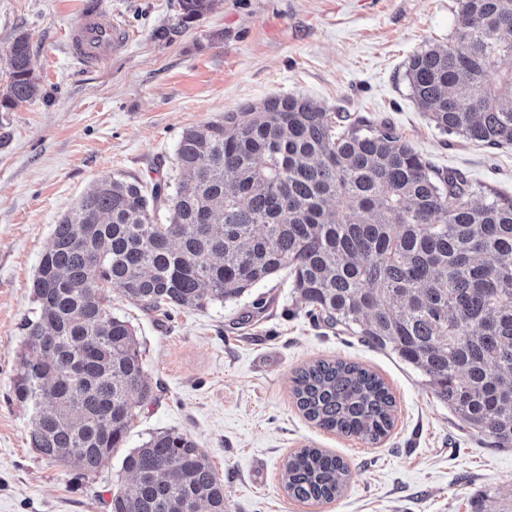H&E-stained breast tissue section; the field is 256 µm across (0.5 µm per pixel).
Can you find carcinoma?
Listing matches in <instances>:
<instances>
[{"instance_id":"1","label":"carcinoma","mask_w":512,"mask_h":512,"mask_svg":"<svg viewBox=\"0 0 512 512\" xmlns=\"http://www.w3.org/2000/svg\"><path fill=\"white\" fill-rule=\"evenodd\" d=\"M215 0H177L184 25ZM457 43L413 54L406 79L443 133L512 145V0H459ZM0 108L37 97L30 36L7 51ZM177 178L115 175L55 225L32 283L15 400L32 448L96 474L155 400L131 323L104 288L144 312L233 301L288 270L309 312L419 372L492 448H512V194L437 168L391 125L350 121L303 96H271L185 130ZM165 205V222L154 212ZM293 395L322 429L367 443L393 426L376 373L342 360L296 373ZM110 512H227L224 480L186 434L154 433L122 460ZM289 496L329 502L348 468L302 448L282 469Z\"/></svg>"}]
</instances>
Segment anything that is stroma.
<instances>
[{
	"label": "stroma",
	"instance_id": "1",
	"mask_svg": "<svg viewBox=\"0 0 512 512\" xmlns=\"http://www.w3.org/2000/svg\"><path fill=\"white\" fill-rule=\"evenodd\" d=\"M127 30V47L87 68L67 36L90 9ZM458 0H216L178 23L176 0H0V88L6 52L28 33L40 94L0 112V512H109L122 460L162 430L187 434L224 481L228 512H473L512 505V448H490L395 354L306 313L287 271L238 300L144 313L108 286L113 315L135 329L155 399L124 448L98 472L47 463L13 399L32 281L59 220L101 177L176 176L183 131L272 95L391 122L424 157L512 194V146L486 148L438 130L405 77L410 56L448 43ZM374 371L396 401L388 436L369 445L307 420L292 378L315 360ZM302 448L349 469L341 497L301 502L281 472Z\"/></svg>",
	"mask_w": 512,
	"mask_h": 512
}]
</instances>
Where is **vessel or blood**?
I'll list each match as a JSON object with an SVG mask.
<instances>
[{
  "label": "vessel or blood",
  "instance_id": "vessel-or-blood-1",
  "mask_svg": "<svg viewBox=\"0 0 512 512\" xmlns=\"http://www.w3.org/2000/svg\"><path fill=\"white\" fill-rule=\"evenodd\" d=\"M125 43L126 37L120 25L111 14L103 12L90 16L68 37L72 58L87 67L95 66Z\"/></svg>",
  "mask_w": 512,
  "mask_h": 512
}]
</instances>
